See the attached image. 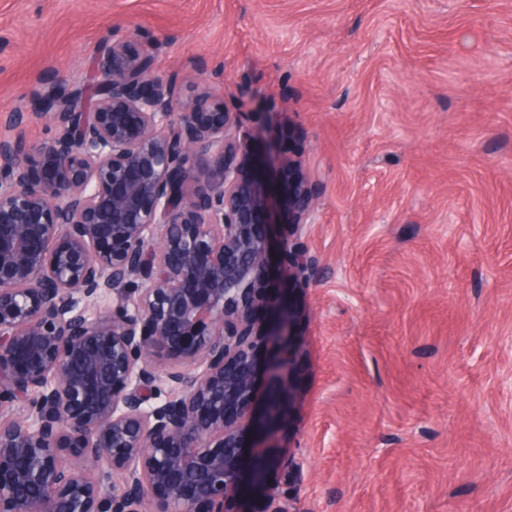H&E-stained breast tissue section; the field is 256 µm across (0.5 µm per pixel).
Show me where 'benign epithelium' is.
<instances>
[{
    "instance_id": "benign-epithelium-1",
    "label": "benign epithelium",
    "mask_w": 512,
    "mask_h": 512,
    "mask_svg": "<svg viewBox=\"0 0 512 512\" xmlns=\"http://www.w3.org/2000/svg\"><path fill=\"white\" fill-rule=\"evenodd\" d=\"M158 44L114 37L81 90L55 74L5 119L55 134L0 137V512H226L242 486L273 206L235 163L253 134L155 72ZM315 202L288 184L303 266Z\"/></svg>"
}]
</instances>
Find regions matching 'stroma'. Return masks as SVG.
Here are the masks:
<instances>
[{"instance_id":"1","label":"stroma","mask_w":512,"mask_h":512,"mask_svg":"<svg viewBox=\"0 0 512 512\" xmlns=\"http://www.w3.org/2000/svg\"><path fill=\"white\" fill-rule=\"evenodd\" d=\"M116 34L317 194L307 267L269 230L241 455L277 463L230 512H512V0H0V115Z\"/></svg>"}]
</instances>
